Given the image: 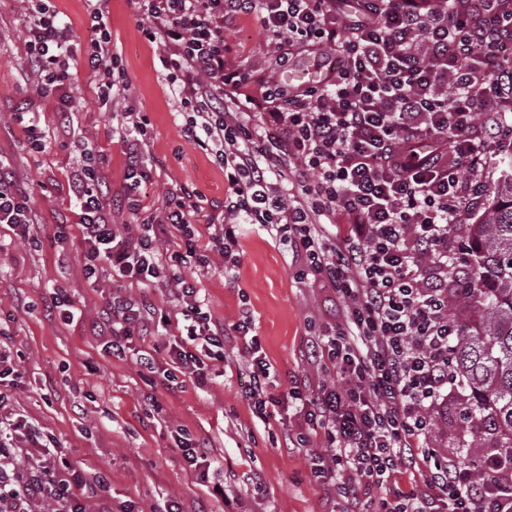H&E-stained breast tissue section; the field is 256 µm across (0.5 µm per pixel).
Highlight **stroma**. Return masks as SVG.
Returning <instances> with one entry per match:
<instances>
[{"label": "stroma", "instance_id": "obj_1", "mask_svg": "<svg viewBox=\"0 0 512 512\" xmlns=\"http://www.w3.org/2000/svg\"><path fill=\"white\" fill-rule=\"evenodd\" d=\"M54 5L69 35L73 114L66 126L59 122L57 96L34 92L25 55L31 21L26 0H0V161L14 170L39 220L33 242L0 226V351L18 366L14 407L54 438L73 469L105 474V488L79 490L86 512H100L106 504L120 512L127 502L138 512H165L173 502L183 512H342L343 501H327L310 472L313 458L328 453L323 434L312 435L309 447H289L285 436L297 426L295 408L277 409L264 421L246 400L249 372L240 341H225L226 359L213 367L208 386L188 382L172 393L151 387L133 354L108 356L102 337L93 335L91 326L115 290L112 277L105 271L97 282H88L79 247H59L53 235L57 225L76 221L68 183L83 164V152L100 159L110 192L124 185L127 160L118 137L123 106L104 112L97 105L100 80L85 67L89 0ZM102 10L130 82L128 95L149 120L142 160L150 178L136 194L137 210L117 208V223L138 224L164 210L167 190L176 184L210 214L228 184L210 152L183 133L174 91L162 78L161 46L144 35L131 0H104ZM224 38L229 61L254 70L257 82L247 89L253 96L260 82L288 86L294 73L328 67L327 56L314 53L295 54L283 67L266 63V35L252 15L226 19ZM18 112L23 121H15ZM30 124L42 135L43 151L31 148ZM511 162L512 142L483 156L485 191L473 218L493 205L496 181ZM239 252L240 264L230 273L216 253L205 264L187 259L180 270L197 281L215 320L229 326L243 310L251 311L270 365L272 394L307 376L336 384L333 365L319 369L302 357L311 335L333 320L323 304L324 290L296 279L285 247L256 227L242 228ZM58 292L79 311V322L49 317L47 305ZM434 416L439 429L429 448L439 454L455 450L465 428L456 389L438 400ZM180 427L207 440L211 466L196 471L185 466L176 444Z\"/></svg>", "mask_w": 512, "mask_h": 512}]
</instances>
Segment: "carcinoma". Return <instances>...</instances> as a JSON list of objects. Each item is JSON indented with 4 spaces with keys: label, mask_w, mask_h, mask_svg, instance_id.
Returning <instances> with one entry per match:
<instances>
[{
    "label": "carcinoma",
    "mask_w": 512,
    "mask_h": 512,
    "mask_svg": "<svg viewBox=\"0 0 512 512\" xmlns=\"http://www.w3.org/2000/svg\"><path fill=\"white\" fill-rule=\"evenodd\" d=\"M466 230L474 276L452 304L472 308L473 318L459 323L450 356L462 411L481 429L463 442L467 463L477 469L486 437L496 448H512V174L502 175L489 215Z\"/></svg>",
    "instance_id": "carcinoma-1"
}]
</instances>
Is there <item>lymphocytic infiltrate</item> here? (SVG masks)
<instances>
[{
  "mask_svg": "<svg viewBox=\"0 0 512 512\" xmlns=\"http://www.w3.org/2000/svg\"><path fill=\"white\" fill-rule=\"evenodd\" d=\"M137 22L163 48L165 80L174 87L183 132L210 151L228 193L206 220L214 250L236 265L238 227L256 224L300 260L298 276L324 283L340 320L310 340L306 360L334 363L339 385L294 381L300 431L293 447L323 429L330 461L311 473L344 512H512V467L499 449L480 471L460 454L432 457V407L457 381L448 358L457 324L448 316V243L482 191L479 165L492 138L512 134L498 103L512 101V0H134ZM256 15L286 65L296 53L335 54L325 83L289 89L267 85L262 112L237 111L227 90L248 86L250 72L225 60L224 20ZM65 27L48 0L30 23L26 55L41 92L58 97L68 117L70 73ZM127 157L125 196L148 174L141 156L146 115L122 113ZM103 176L91 161L73 173L83 274L97 282L111 269L123 287L98 323L104 351L124 356L131 337L178 332L172 369L140 351V373L175 391L176 374L197 387L224 358V339H243L258 418L281 400L268 390L270 367L250 313L231 326L213 320L195 283L179 274L197 256L199 207L185 189L142 224L116 223L104 204ZM37 223L15 174L0 164V224L27 240ZM178 238L184 252L159 251L153 230ZM176 284L173 311L156 308L146 290ZM139 295H131V288ZM424 467L422 486L395 485L398 473ZM61 449L0 391V512H34L51 501L85 512Z\"/></svg>",
  "mask_w": 512,
  "mask_h": 512,
  "instance_id": "1",
  "label": "lymphocytic infiltrate"
}]
</instances>
